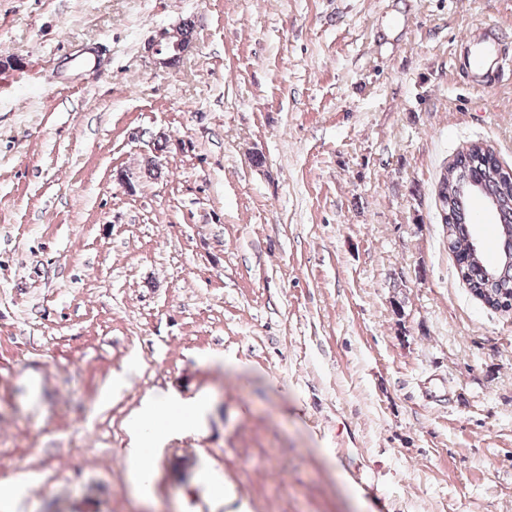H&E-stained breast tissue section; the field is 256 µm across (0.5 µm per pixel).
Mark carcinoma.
<instances>
[{"instance_id": "obj_1", "label": "carcinoma", "mask_w": 512, "mask_h": 512, "mask_svg": "<svg viewBox=\"0 0 512 512\" xmlns=\"http://www.w3.org/2000/svg\"><path fill=\"white\" fill-rule=\"evenodd\" d=\"M481 194L496 217L498 259L493 264L472 260L474 212L470 199ZM448 213L445 227L448 249L455 255L458 274L471 294L482 304L512 308V278L501 276L512 268V171L505 169L495 154L478 144L458 152L448 166V178L441 189Z\"/></svg>"}]
</instances>
